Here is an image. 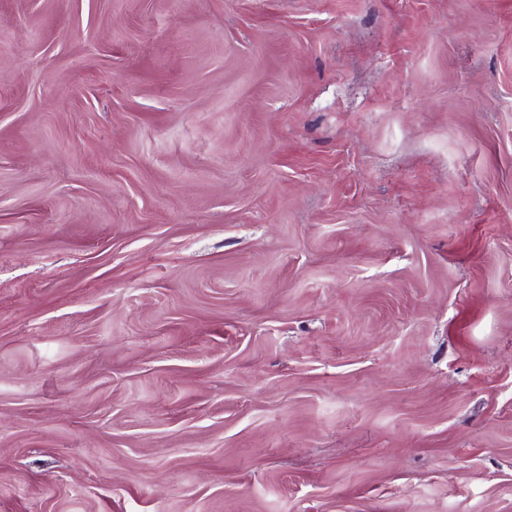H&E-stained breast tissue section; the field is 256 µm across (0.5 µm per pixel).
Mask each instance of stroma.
<instances>
[{
	"label": "stroma",
	"mask_w": 512,
	"mask_h": 512,
	"mask_svg": "<svg viewBox=\"0 0 512 512\" xmlns=\"http://www.w3.org/2000/svg\"><path fill=\"white\" fill-rule=\"evenodd\" d=\"M0 512H512V0H0Z\"/></svg>",
	"instance_id": "35a3bbf8"
}]
</instances>
